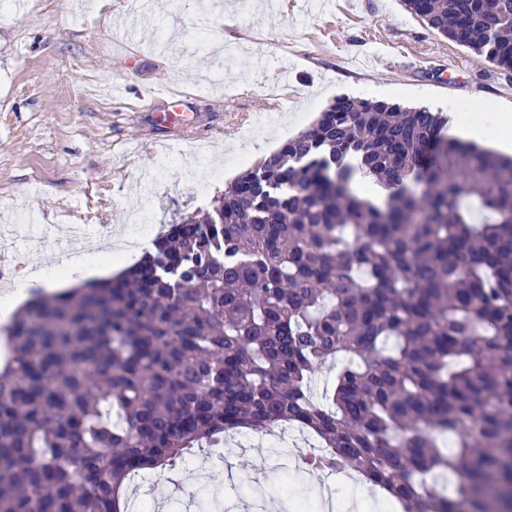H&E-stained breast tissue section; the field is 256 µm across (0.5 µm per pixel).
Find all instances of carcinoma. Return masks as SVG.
<instances>
[{"label":"carcinoma","instance_id":"1","mask_svg":"<svg viewBox=\"0 0 512 512\" xmlns=\"http://www.w3.org/2000/svg\"><path fill=\"white\" fill-rule=\"evenodd\" d=\"M403 3L512 69V0ZM447 126L339 97L119 278L31 301L4 327L0 512H126L136 474L273 425L320 439L308 469H353L407 512H494L512 470V158Z\"/></svg>","mask_w":512,"mask_h":512}]
</instances>
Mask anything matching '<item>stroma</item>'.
Segmentation results:
<instances>
[{
    "label": "stroma",
    "instance_id": "obj_1",
    "mask_svg": "<svg viewBox=\"0 0 512 512\" xmlns=\"http://www.w3.org/2000/svg\"><path fill=\"white\" fill-rule=\"evenodd\" d=\"M0 19V253L31 266L45 260L57 225L154 231L208 209L241 171L216 148L275 151L341 96L406 108L512 111V71L429 30L402 0H277L279 21L235 13L236 0L202 14L196 0H151L142 13L106 0H9ZM268 61L254 65L255 55ZM288 69L286 118L264 104ZM224 456L189 461L193 475L155 512H214L213 497L254 512L258 499L293 506L318 499V474L276 465L265 436L225 439ZM241 458L239 471L228 456Z\"/></svg>",
    "mask_w": 512,
    "mask_h": 512
}]
</instances>
